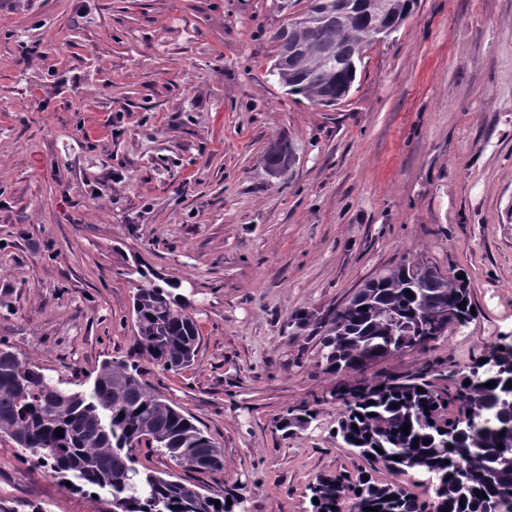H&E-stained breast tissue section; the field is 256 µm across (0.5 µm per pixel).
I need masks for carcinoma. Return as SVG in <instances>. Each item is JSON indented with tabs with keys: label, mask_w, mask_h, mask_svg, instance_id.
Segmentation results:
<instances>
[{
	"label": "carcinoma",
	"mask_w": 512,
	"mask_h": 512,
	"mask_svg": "<svg viewBox=\"0 0 512 512\" xmlns=\"http://www.w3.org/2000/svg\"><path fill=\"white\" fill-rule=\"evenodd\" d=\"M336 2L313 0L309 12L314 19L294 29L297 61L278 60L273 67L288 93L322 107L345 99L354 82L361 55L345 59L341 52L375 26L397 31L416 4L381 0L375 13L354 9L338 20ZM288 160L284 142L270 145L264 154L268 170ZM140 276L146 284L133 302L138 354L164 371H181L197 355V323L180 296L148 273ZM471 306L466 279H449L423 260L405 258L396 269L367 282L336 312L322 343L323 358L329 370L357 376L351 385L330 392L341 394L345 405L336 434L356 455L383 464L396 476L435 475L434 501L362 470L354 480L344 474L317 477L309 486L311 498L319 499L313 512H343L341 505L349 499L358 512L365 507L429 512L432 506L443 512H512V410L505 411L500 403L512 380L508 374L486 372L476 363L455 383L452 396L434 388L427 366L412 374L360 377L367 369L362 359L402 335V328L429 332L434 340L452 322L466 325ZM489 381L494 387H485ZM452 403L457 408L453 415L448 413ZM406 425L407 434L401 432ZM57 428L63 435H56ZM2 434L61 483L71 482V490L103 491L121 512H238L241 505L234 495L203 492L182 474L139 468L131 451L143 447L167 456L183 474L195 472L190 462L197 457L211 458L207 471H218L223 454L203 430L149 390L139 365L123 359L104 363L89 390L69 391L1 345ZM478 490L486 497L478 496Z\"/></svg>",
	"instance_id": "carcinoma-1"
}]
</instances>
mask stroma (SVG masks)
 <instances>
[{
    "instance_id": "1",
    "label": "stroma",
    "mask_w": 512,
    "mask_h": 512,
    "mask_svg": "<svg viewBox=\"0 0 512 512\" xmlns=\"http://www.w3.org/2000/svg\"><path fill=\"white\" fill-rule=\"evenodd\" d=\"M310 4L0 0V342L85 390L135 352L136 266L176 283L198 354L143 378L223 451L194 483L245 512H310L316 476L369 467L335 435L351 377L327 370L324 326L403 257L465 275L475 314L366 377L429 365L445 392L512 345V0H418L332 108L271 73L273 33ZM302 407L315 420L278 431ZM0 506L112 498L2 436Z\"/></svg>"
}]
</instances>
